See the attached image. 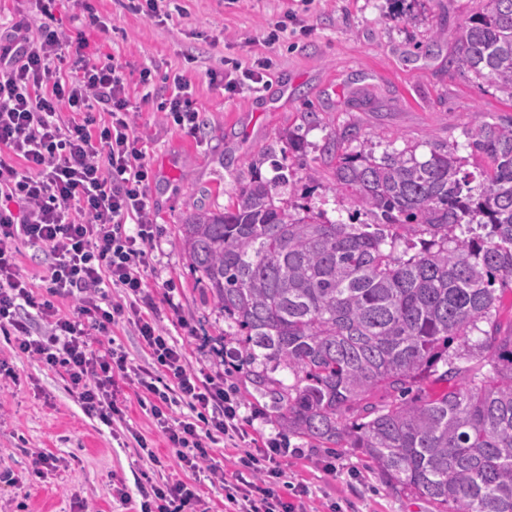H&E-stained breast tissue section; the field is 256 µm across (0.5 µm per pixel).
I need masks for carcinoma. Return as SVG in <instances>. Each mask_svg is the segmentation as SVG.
Returning a JSON list of instances; mask_svg holds the SVG:
<instances>
[{"label": "carcinoma", "instance_id": "cac0c4a2", "mask_svg": "<svg viewBox=\"0 0 512 512\" xmlns=\"http://www.w3.org/2000/svg\"><path fill=\"white\" fill-rule=\"evenodd\" d=\"M456 43L450 64L512 93V0H483ZM465 135L476 175L455 145L344 151L346 126L325 150L349 222L276 193L274 159L180 240L284 436L353 448L436 512H512V116L476 112Z\"/></svg>", "mask_w": 512, "mask_h": 512}]
</instances>
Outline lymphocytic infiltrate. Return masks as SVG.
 <instances>
[{
    "instance_id": "f902f5d3",
    "label": "lymphocytic infiltrate",
    "mask_w": 512,
    "mask_h": 512,
    "mask_svg": "<svg viewBox=\"0 0 512 512\" xmlns=\"http://www.w3.org/2000/svg\"><path fill=\"white\" fill-rule=\"evenodd\" d=\"M121 69L113 58L66 63L51 29L34 40L18 21L0 33V334L13 338L20 353L63 369L84 412L110 424L125 416L116 378L126 372L127 357L116 348L94 347L93 334L127 318L171 380L164 387L147 383L155 396L151 415L178 449L180 467L213 478L217 470L208 463L206 441L216 433L246 439L242 403L220 379L199 377L157 319L137 306L158 227ZM189 88L183 76H174L157 109L192 133L198 113ZM19 238L46 250L49 300L36 301L17 268L11 244ZM106 284L121 289L126 304H97ZM57 297L78 299L76 316L61 315ZM179 404L195 413V421L173 418ZM287 454L273 439L264 456L240 458L258 479L226 486L237 512H300L304 487H294L288 498L278 492L280 459ZM204 504L198 485L178 480L152 486L141 512H198Z\"/></svg>"
}]
</instances>
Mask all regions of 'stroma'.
Masks as SVG:
<instances>
[{"label":"stroma","instance_id":"stroma-1","mask_svg":"<svg viewBox=\"0 0 512 512\" xmlns=\"http://www.w3.org/2000/svg\"><path fill=\"white\" fill-rule=\"evenodd\" d=\"M141 2L56 0L47 16L40 0H0V24L26 17L59 27L70 37L66 57L82 52L95 63L111 56L121 62L161 227L145 292L191 365L223 379L246 410L257 411L249 432L261 444L281 434L272 401L213 352L210 339L225 330L224 317L180 246V224L198 210L229 206L253 172L272 178L275 160L293 175L295 201L347 220L348 199L320 184L336 163L323 148L337 130L356 125L378 154L410 144L425 155L434 143L463 146L474 113L512 115V99L448 65L477 0H169L162 21L148 17ZM275 29L278 40L262 46ZM260 59L266 77L258 86L231 91L210 78ZM146 68L153 76L148 98L140 85ZM177 73L188 78L199 112L193 135L156 110L166 76ZM307 112L316 122L303 121ZM287 132L300 138V151L288 150ZM1 361L17 378L0 385V469L14 478L0 482V512H139L140 487L178 471L176 451L141 407L136 381L118 379L128 412L108 426L84 413L60 374L16 353L2 335ZM140 437L158 463L140 456ZM287 445L286 479L308 488V512H436L431 501L389 490L355 450H315L296 437ZM39 450L60 457V466L35 475ZM119 483L129 503L113 497Z\"/></svg>","mask_w":512,"mask_h":512}]
</instances>
